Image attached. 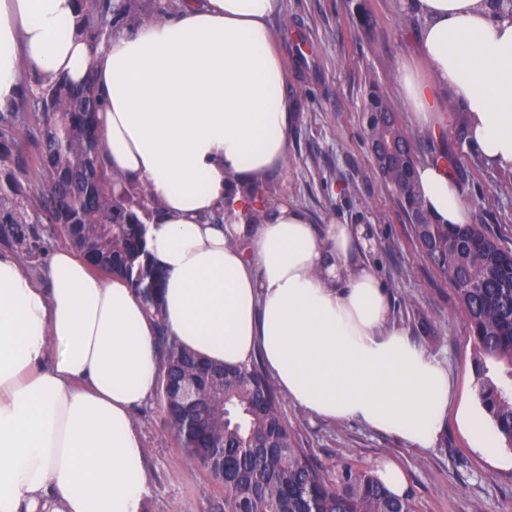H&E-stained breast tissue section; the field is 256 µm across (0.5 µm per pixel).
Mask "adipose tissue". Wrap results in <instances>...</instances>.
<instances>
[{"mask_svg":"<svg viewBox=\"0 0 512 512\" xmlns=\"http://www.w3.org/2000/svg\"><path fill=\"white\" fill-rule=\"evenodd\" d=\"M404 3L426 69L400 78L413 122L435 128L449 99L483 163L512 171V17L492 16L483 0ZM283 5L182 0L94 52L77 33L78 0H0V112L24 70L75 82L94 70L105 166L149 187L146 246L166 274L155 319L125 279L94 274L71 248H51L39 280L0 250V512H143L134 414L158 389L160 323L213 364L261 361L315 417L415 448L432 446L457 403L474 450L512 468L483 409L456 401L447 365L396 321L365 227H318L284 200L250 219L244 186L289 151L293 115L271 28ZM418 181L434 223H469L445 162L419 165ZM219 208L223 223H208Z\"/></svg>","mask_w":512,"mask_h":512,"instance_id":"ef3b65f1","label":"adipose tissue"}]
</instances>
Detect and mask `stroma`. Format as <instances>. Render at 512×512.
<instances>
[{"label":"stroma","mask_w":512,"mask_h":512,"mask_svg":"<svg viewBox=\"0 0 512 512\" xmlns=\"http://www.w3.org/2000/svg\"><path fill=\"white\" fill-rule=\"evenodd\" d=\"M395 0H368L371 24L362 30L351 0H285L272 29L279 48L302 38L305 62L284 57L285 90L298 101L284 168L268 183L307 211L315 224H362L377 242L376 271L389 290L393 314L411 339L447 363L458 395L475 397L472 344L466 318L453 289L415 248L410 225L395 189L373 169L363 140L362 114L370 84L410 127L420 153L429 134L414 127L400 91L404 65H417L412 43L394 15ZM462 113L443 111L448 152L463 196L487 230L512 243V171L486 167L466 146ZM301 444L326 465L353 462L377 467L393 460L404 470L419 512H512V468L497 467L471 448L455 419H448L433 447L414 448L393 435L357 421L332 423L284 402ZM145 460L152 473L145 512H212L221 496L208 471L190 463L164 422L157 401L135 413Z\"/></svg>","instance_id":"stroma-1"}]
</instances>
